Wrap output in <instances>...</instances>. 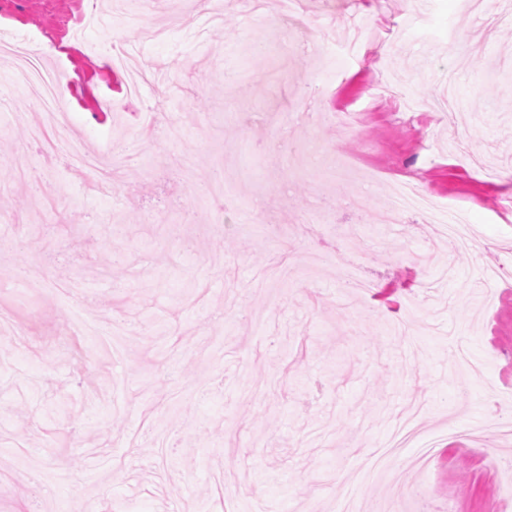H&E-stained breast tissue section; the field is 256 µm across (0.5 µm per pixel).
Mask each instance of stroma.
<instances>
[{
    "mask_svg": "<svg viewBox=\"0 0 512 512\" xmlns=\"http://www.w3.org/2000/svg\"><path fill=\"white\" fill-rule=\"evenodd\" d=\"M81 2L0 0V30L36 34L45 66L65 62L70 86L89 87L67 115L76 138L99 152L125 125L139 160L110 195L66 156L46 160L29 128H53L0 58V274L35 265L44 279L0 288V323L15 330L0 361V512H162L171 500L218 512L230 494L235 512H337L331 476L359 512H496L491 472L512 475V450L488 410L512 401V275L480 305L472 293L512 252V21L499 20L500 0L479 17L461 0H303L300 28L275 8L210 22L206 0H126L112 13L98 0L77 44ZM357 16L376 35L351 58L335 34ZM272 37L284 52L247 54ZM115 44L147 74L140 99L124 95ZM448 70L457 110L446 118L427 105ZM389 81L419 120L369 95ZM305 96L309 122L288 110ZM146 107L180 140L136 124ZM340 112L359 116L349 132ZM400 180L473 227L447 283L428 263L434 224L371 221ZM354 192L368 197L356 219L344 209ZM282 265L297 277L274 281ZM349 267L388 278L398 302L344 299ZM71 299L126 328L122 358L70 333ZM413 400L422 436L453 423L481 441L444 446L428 474L403 449L394 500L386 480L355 473ZM24 457L44 475L28 488Z\"/></svg>",
    "mask_w": 512,
    "mask_h": 512,
    "instance_id": "stroma-1",
    "label": "stroma"
}]
</instances>
